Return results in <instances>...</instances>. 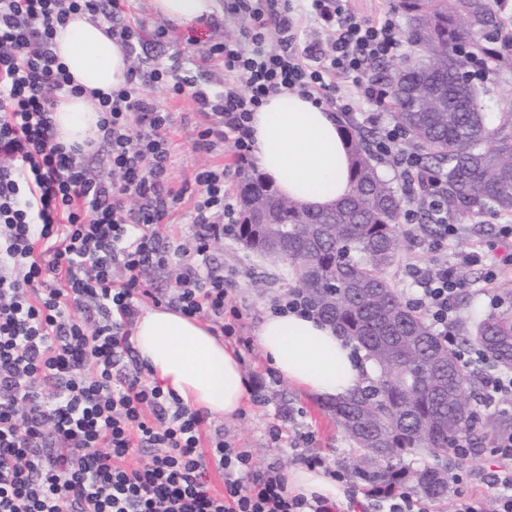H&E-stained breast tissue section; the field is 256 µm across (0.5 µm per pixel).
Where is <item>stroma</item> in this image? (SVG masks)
I'll return each mask as SVG.
<instances>
[{"mask_svg": "<svg viewBox=\"0 0 512 512\" xmlns=\"http://www.w3.org/2000/svg\"><path fill=\"white\" fill-rule=\"evenodd\" d=\"M116 22L136 24L142 29L143 51L141 56L131 59V66H141L148 61L168 65L175 61L180 68L191 70L205 48L234 35L243 20L223 8L214 16L212 26L189 28L157 16L151 0H125L124 12ZM149 94L172 115L169 135L174 142V158L169 182L174 188H186L187 193L171 217V227L179 233L181 242L187 244L191 241L192 203L197 191L195 173L203 165L231 164L232 151L227 145L209 152L196 149L197 133L205 118L191 98L171 100L157 88L150 89ZM457 225L458 232L449 238L447 251L436 252L429 247L432 235L424 233L419 223L401 224L405 247L384 276L402 297L408 298L415 292L408 275L410 267L447 263L469 283L455 298L459 316L457 329L462 332L473 328L480 316L493 310L504 285H512V266L499 269L493 287L488 288L483 283L484 265L461 263V255L470 251L488 255L512 251V236H503L501 218L489 213L458 218ZM209 258L228 276L230 294L242 312L244 341L238 345L230 339L226 345L235 348L240 356L250 385V398L235 418L207 419L206 430L222 427L228 441L250 449L253 467L258 471L274 461L285 470L296 467V453L290 443L297 435L308 432L313 436L308 452L320 455L336 470L349 471L351 462L359 454L358 449L345 437L322 401L287 383L269 366L256 341L257 325L274 299L285 298L294 286L287 265L268 262L233 237L213 244ZM274 427L282 431V441L271 440L270 430Z\"/></svg>", "mask_w": 512, "mask_h": 512, "instance_id": "stroma-1", "label": "stroma"}]
</instances>
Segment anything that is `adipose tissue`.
<instances>
[{
    "instance_id": "adipose-tissue-1",
    "label": "adipose tissue",
    "mask_w": 512,
    "mask_h": 512,
    "mask_svg": "<svg viewBox=\"0 0 512 512\" xmlns=\"http://www.w3.org/2000/svg\"><path fill=\"white\" fill-rule=\"evenodd\" d=\"M151 5L159 16L184 24L209 18L216 0H151ZM54 51L82 89L55 107L57 139L67 145L98 140V96L125 86L129 59L107 25L82 13L58 28ZM250 126L254 164L282 197L317 209L349 193L348 144L336 113L325 105L294 92L275 93L253 113ZM133 336L140 362L164 392L216 419L242 410L249 388L241 362L211 325L156 307L138 316ZM256 339L282 379L326 401L351 394L374 375L370 362L358 360L335 328L312 314H267ZM285 479L307 497L340 502L348 495L345 485L319 469L294 467Z\"/></svg>"
}]
</instances>
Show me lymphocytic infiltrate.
I'll return each instance as SVG.
<instances>
[{
  "label": "lymphocytic infiltrate",
  "instance_id": "f902f5d3",
  "mask_svg": "<svg viewBox=\"0 0 512 512\" xmlns=\"http://www.w3.org/2000/svg\"><path fill=\"white\" fill-rule=\"evenodd\" d=\"M227 8L248 25L200 55L223 65L222 91L174 65L134 70L125 87L100 98L99 142L68 146L57 141L52 115L78 89L53 51L56 28L76 12L110 17L121 0H0V512H335L326 499L292 493L277 463L254 475L248 449L226 441L223 429L206 433L202 412L164 393L132 360V325L152 295L146 271L189 252L161 243L184 192L167 179L170 114L146 87L172 100L191 96L208 120L198 148L232 147V167L194 176L196 267L177 278L169 300L231 338L242 313L209 251L239 221L228 185L254 167L253 112L282 90L322 101L339 81L380 103L383 86L363 77L404 55L389 12L358 18L342 0H307L308 37L293 0H228ZM369 120L380 129L377 151L399 168L413 199L405 220L422 208L442 236L455 235L439 176L404 148L398 124ZM98 155L115 181L91 169ZM412 275L417 311L454 341L453 301L465 279L444 264ZM88 302L98 312L92 327L79 317ZM137 448L147 460L135 459Z\"/></svg>",
  "mask_w": 512,
  "mask_h": 512
}]
</instances>
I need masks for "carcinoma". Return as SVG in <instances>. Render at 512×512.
Wrapping results in <instances>:
<instances>
[{
	"label": "carcinoma",
	"mask_w": 512,
	"mask_h": 512,
	"mask_svg": "<svg viewBox=\"0 0 512 512\" xmlns=\"http://www.w3.org/2000/svg\"><path fill=\"white\" fill-rule=\"evenodd\" d=\"M507 6L508 0H398L418 53L401 66L382 67L379 78L410 144L441 170L450 217L512 215V111L489 126L467 73L475 54L488 56L497 71H512V52L489 48L508 40ZM344 134L352 158L348 196L319 210L289 201L273 209L276 223L250 224L252 205L277 196L257 177L243 186V218L234 232L258 253L283 256L308 306L375 367L369 385L326 404L366 455L376 438L384 448L385 466H357L353 475L388 490L411 483L431 499H446L454 476L448 453L456 440L475 439L474 403L482 395L480 373L462 364L459 351L476 346L489 367L512 370V308L489 313L452 348L402 300L383 272L404 248L405 197L377 170V129L350 124ZM482 427L512 429V416L488 417ZM411 452L435 465L410 471L394 464Z\"/></svg>",
	"instance_id": "cac0c4a2"
}]
</instances>
